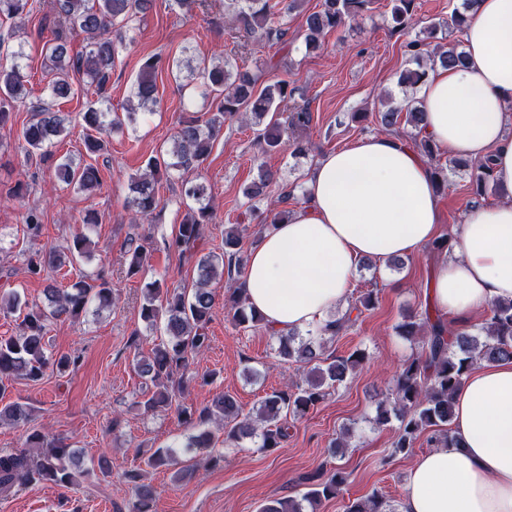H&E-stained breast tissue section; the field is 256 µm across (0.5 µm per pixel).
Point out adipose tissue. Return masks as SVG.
<instances>
[{
    "instance_id": "ef3b65f1",
    "label": "adipose tissue",
    "mask_w": 512,
    "mask_h": 512,
    "mask_svg": "<svg viewBox=\"0 0 512 512\" xmlns=\"http://www.w3.org/2000/svg\"><path fill=\"white\" fill-rule=\"evenodd\" d=\"M464 66L430 70L425 135L449 157L492 161L502 201L474 203L436 265L431 309L463 319L512 299V0H474ZM441 214L427 158L380 133L328 152L294 215L248 258L243 288L275 333L318 328L361 260L383 264L435 241ZM454 446L410 467L402 512H512V361L479 362L454 399Z\"/></svg>"
}]
</instances>
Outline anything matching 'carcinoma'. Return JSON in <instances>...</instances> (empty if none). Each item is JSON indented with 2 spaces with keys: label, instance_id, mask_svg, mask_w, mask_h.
<instances>
[{
  "label": "carcinoma",
  "instance_id": "carcinoma-1",
  "mask_svg": "<svg viewBox=\"0 0 512 512\" xmlns=\"http://www.w3.org/2000/svg\"><path fill=\"white\" fill-rule=\"evenodd\" d=\"M373 0H321L319 9L306 17L304 44L306 49H317L324 34L331 29L353 26L370 11ZM414 0H393L391 19L393 30L409 29L414 21ZM151 0H51L56 18L52 44L46 46L45 56L54 72L52 96L67 99L75 94L70 73L85 75L90 86L102 92L112 78V68L120 51L126 48L130 22L145 13ZM301 6V0H224V11L233 16L238 25V35L244 44L282 42L288 30L274 24L276 13H288ZM36 10L34 0H0V18L25 23ZM467 18L464 12L453 10L448 20L427 26L429 37L437 31L463 32ZM75 34L85 35L88 50L77 57H70L67 46ZM408 64L398 78V85L416 90L425 72L423 61L430 66L456 68L464 64L465 52L451 47L439 49L422 40L407 43ZM160 59L151 56L140 66L131 88V101L141 112H152L157 104V74ZM200 84L197 86L203 99L215 102V110L207 118L190 115L179 122L173 136L172 148L148 160L146 172L129 178L131 195L127 206L136 214L147 218L159 204L158 187L169 178L172 170L187 175L181 181L180 195L189 201L187 213L168 247L175 248L185 259H197V278L191 288H169L160 280L153 281L145 290L140 306V318L150 327L161 323L167 339L156 344L147 357L134 355L133 365L137 375L149 382L154 391L140 402L147 412L172 406L173 397L186 388V372L190 359L209 346L208 327L212 320L214 295L209 284L218 269L227 270L228 288L224 292V305L232 312L235 326L243 329L264 324L263 316L247 303L241 288L246 262L241 253L238 228L225 232L224 252L198 256L203 225L212 220L208 187L200 177H188L202 167L212 143L228 119L241 117L249 121L261 152L267 153L282 145L283 130L291 131L289 147L292 154L308 151L297 132L308 127L312 115L307 105H299L285 121L276 118L282 103L288 99V83L273 80L258 83V78L247 71L233 70L229 60L218 64L202 63L199 66ZM28 73L19 62L10 67H0V130L4 129L17 104L24 103L34 113V119L22 128L18 139L27 157L34 154L48 160L53 158L52 148L67 131L69 115L38 101H28L26 88ZM136 112H104L90 106L79 113L86 130L85 146L89 156L104 150V137L122 126L123 119H135ZM375 120L382 133H400L403 127L411 128L421 153L433 160L441 149L423 135L425 110L413 96H405L394 103L392 96L381 101ZM470 169V182L475 201H484L497 193L492 180L491 159L459 162L448 160V165H433L437 189L448 186V168ZM58 181L78 191L89 192L101 185L99 170L92 162H75L66 157L55 166ZM275 180L269 169H260L259 180L245 188L244 195L254 200L264 188ZM91 240L80 232L73 236L67 251L44 250L29 257L27 272L40 277L48 271H57L65 265L90 257ZM127 275L144 270L148 250L135 239H130L127 250ZM46 303L30 306L22 301L19 293L12 292L0 298V307L22 315L21 330L17 336L0 337V401L6 398V383L18 376L36 382L44 375L48 364H55L65 371L78 362L77 356L64 354L53 358L48 353L45 337L52 322L69 320L78 322L86 314L88 305L96 301L100 307L112 305V283L105 273L93 278L80 279L68 288L49 285L44 289ZM378 292L369 290L348 305L342 316L318 329L316 336H303L298 331L276 336L277 357L284 364H294L302 369L303 380L285 390L267 394L256 415L243 414L236 399L224 392L217 393L211 404L202 409L181 408L185 420L193 423L195 433L188 438L186 447L213 450L218 437L209 428L219 423L224 429L223 443L236 445L245 439L258 440L259 448L273 451L288 438V416L305 414L309 409L331 395L368 359L364 349H355L347 355L325 354L326 345L335 340L359 316L373 309ZM398 335L417 344L418 351L405 362L395 379L392 397L378 403L374 422L386 425L391 419L398 421L397 435L389 457L409 453L419 436L432 430L429 442L435 448L456 444L452 436L453 393L462 385L470 368L478 361L496 362L512 360V300L495 301L487 310L481 333L473 335L452 329L447 321L426 308L410 313L397 326ZM26 424L30 420L29 407L20 401L5 402L0 407V420ZM152 468L166 467L176 470V477L189 480L195 469L181 464L173 448H158L148 458ZM109 464L99 456L97 464L83 466L71 445L61 438L51 437L33 430L26 437V448L0 451V494L18 491L30 482L50 483L68 488L79 478L95 472H108ZM125 483L131 492V512H152L154 491L145 482L142 469L125 471ZM307 491L301 499L281 498L264 502L259 512H310L324 500L336 497L345 477L341 471L321 469L303 479ZM346 512H387L386 502L377 494L356 499L346 506Z\"/></svg>",
  "mask_w": 512,
  "mask_h": 512
}]
</instances>
